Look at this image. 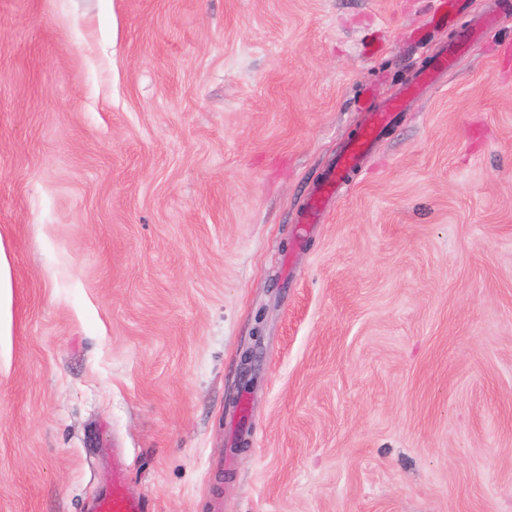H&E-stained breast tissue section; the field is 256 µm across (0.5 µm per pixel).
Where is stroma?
Returning <instances> with one entry per match:
<instances>
[{"label":"stroma","instance_id":"stroma-1","mask_svg":"<svg viewBox=\"0 0 512 512\" xmlns=\"http://www.w3.org/2000/svg\"><path fill=\"white\" fill-rule=\"evenodd\" d=\"M434 7L0 0V512H512V0ZM399 107L400 105L398 103L393 102L383 111L372 112L370 122L362 131L360 139L339 159L336 165L339 174L336 175V173H332L328 176L324 190L319 194V197L313 201L309 213L299 224H314V222H316L320 214L321 205L324 203L323 198L329 197L336 191V183L339 182L342 172L348 171L359 163L367 145L373 139L375 133L386 125L391 118V113L396 112ZM90 512H147V505L127 488V466L120 453L112 454V479Z\"/></svg>","mask_w":512,"mask_h":512}]
</instances>
